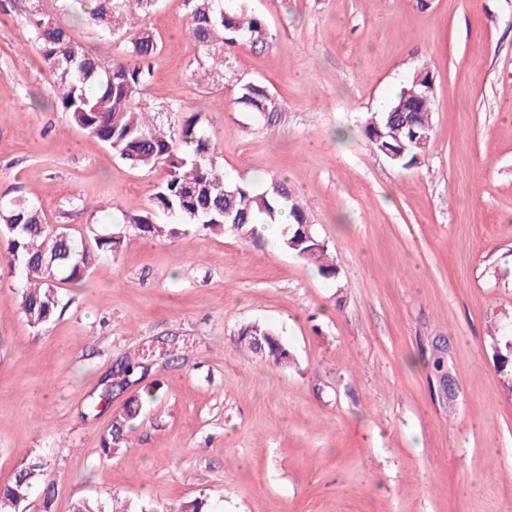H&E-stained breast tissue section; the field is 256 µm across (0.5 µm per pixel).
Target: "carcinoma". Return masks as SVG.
Segmentation results:
<instances>
[{"label": "carcinoma", "instance_id": "1", "mask_svg": "<svg viewBox=\"0 0 512 512\" xmlns=\"http://www.w3.org/2000/svg\"><path fill=\"white\" fill-rule=\"evenodd\" d=\"M157 2L86 0L82 4L83 24L103 37L118 33L124 39L121 54L109 61L88 54L57 19L71 0H30L27 19L37 30L40 56L53 77L52 97L70 120L135 169L168 167V177L156 186L149 209L124 214L120 224L95 234L90 242L62 234L26 198L14 197L0 206V241L11 265L25 274L20 310L35 328L49 322L61 304L56 283L80 284L101 256L116 254L124 242L177 236L186 225L205 234L229 231L252 238L255 225L278 224L286 213L284 247L316 265L321 276L334 279L338 274L328 243L314 232L306 208L287 180L272 178L257 187L227 178L214 160L201 112L187 116L176 105L156 107L144 100L150 60L161 49L148 26ZM187 8L189 36L202 56L197 75L205 80L224 79V61L232 48L267 39L262 18L241 6L228 7L224 0H190ZM427 81L411 75L390 110L372 114L365 125L374 151L405 168L419 163L432 145L431 117L425 112L431 96ZM234 103L263 117L277 111L265 87L254 83L240 86ZM273 335L264 325H247L239 332V344L254 353L249 337ZM141 407V400L134 398L113 421L104 439L105 451L123 442L127 423L137 418ZM42 476L40 459H25L13 481L0 488V512H20Z\"/></svg>", "mask_w": 512, "mask_h": 512}]
</instances>
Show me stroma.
Segmentation results:
<instances>
[{"label":"stroma","mask_w":512,"mask_h":512,"mask_svg":"<svg viewBox=\"0 0 512 512\" xmlns=\"http://www.w3.org/2000/svg\"><path fill=\"white\" fill-rule=\"evenodd\" d=\"M269 38L195 81L185 0H160L148 103L202 112L227 177L287 178L339 270L283 245L195 231L138 239L40 328L0 248V487L45 463L22 512L195 499L211 512H512V0H244ZM430 152L402 167L364 134L416 69ZM22 7L0 12V204L22 195L89 236L146 210L165 167H128L49 99ZM265 86L273 126L239 111ZM207 111H200V104ZM274 330L288 367L240 349ZM166 348L105 394L128 356ZM443 359L435 369V359ZM125 442L102 440L132 397ZM233 103L241 106L247 112H253L263 117L268 114L267 120L278 108L277 103L265 87L254 83L241 85Z\"/></svg>","instance_id":"35a3bbf8"}]
</instances>
